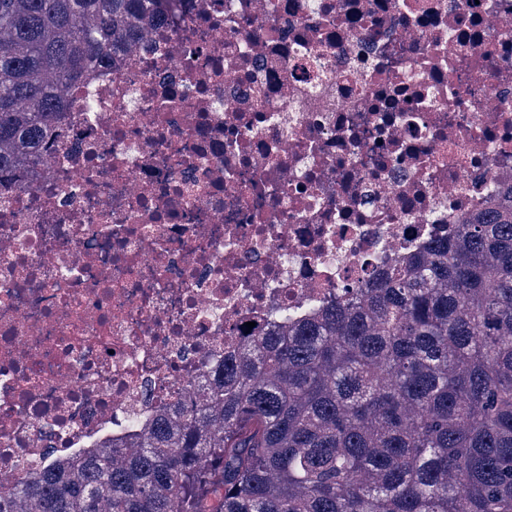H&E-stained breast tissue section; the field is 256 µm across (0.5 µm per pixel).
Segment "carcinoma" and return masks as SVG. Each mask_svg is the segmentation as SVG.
<instances>
[{"instance_id":"carcinoma-1","label":"carcinoma","mask_w":512,"mask_h":512,"mask_svg":"<svg viewBox=\"0 0 512 512\" xmlns=\"http://www.w3.org/2000/svg\"><path fill=\"white\" fill-rule=\"evenodd\" d=\"M170 0H0V174ZM0 512H512V192L425 254L288 310L150 420Z\"/></svg>"}]
</instances>
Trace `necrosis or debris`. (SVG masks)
Instances as JSON below:
<instances>
[{"instance_id":"4bbe7bcc","label":"necrosis or debris","mask_w":512,"mask_h":512,"mask_svg":"<svg viewBox=\"0 0 512 512\" xmlns=\"http://www.w3.org/2000/svg\"><path fill=\"white\" fill-rule=\"evenodd\" d=\"M175 0L0 177V488L512 188V0Z\"/></svg>"}]
</instances>
